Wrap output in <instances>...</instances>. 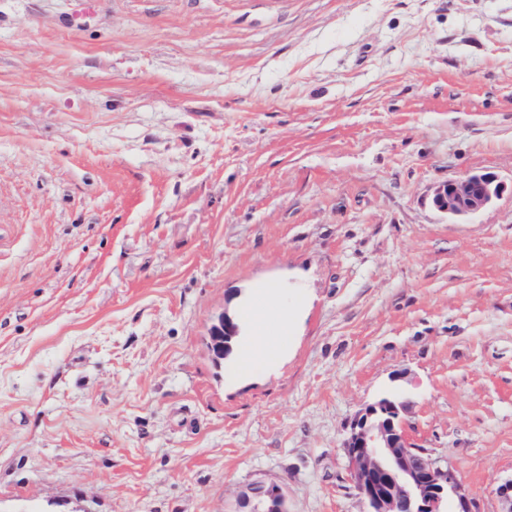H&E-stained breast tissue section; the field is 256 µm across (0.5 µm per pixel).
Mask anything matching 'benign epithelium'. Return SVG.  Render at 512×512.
<instances>
[{
    "mask_svg": "<svg viewBox=\"0 0 512 512\" xmlns=\"http://www.w3.org/2000/svg\"><path fill=\"white\" fill-rule=\"evenodd\" d=\"M503 187L490 173L472 172L434 189L432 205L450 221H467L490 206ZM209 351L219 362L228 341L242 335L237 320L220 313L209 328ZM406 403L381 396L353 419L343 448L351 480L368 512H444L448 500L454 512H470V503L456 473L431 458L408 438L404 428ZM231 512H288L284 485L257 477L237 495Z\"/></svg>",
    "mask_w": 512,
    "mask_h": 512,
    "instance_id": "7a95c632",
    "label": "benign epithelium"
}]
</instances>
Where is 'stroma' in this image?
<instances>
[{
	"instance_id": "1",
	"label": "stroma",
	"mask_w": 512,
	"mask_h": 512,
	"mask_svg": "<svg viewBox=\"0 0 512 512\" xmlns=\"http://www.w3.org/2000/svg\"><path fill=\"white\" fill-rule=\"evenodd\" d=\"M0 0V512H367L387 390L471 512L512 479V0ZM496 176L448 221L438 185ZM280 363L214 362L268 284ZM502 190L494 175L472 172L438 185L433 192L432 205L450 221H468L490 206ZM208 336H213L209 347L211 356L216 362H220L227 356L229 350L228 341L236 336H242V329L239 322L233 316L222 312L211 324ZM238 337L231 342V345L236 342ZM230 512H288L284 485L274 479L254 478L239 492Z\"/></svg>"
}]
</instances>
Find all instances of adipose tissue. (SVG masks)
Segmentation results:
<instances>
[{
  "label": "adipose tissue",
  "instance_id": "adipose-tissue-1",
  "mask_svg": "<svg viewBox=\"0 0 512 512\" xmlns=\"http://www.w3.org/2000/svg\"><path fill=\"white\" fill-rule=\"evenodd\" d=\"M244 315L249 327L248 344L241 353L245 368L283 359L293 322L277 288L268 286L257 292L247 303Z\"/></svg>",
  "mask_w": 512,
  "mask_h": 512
}]
</instances>
